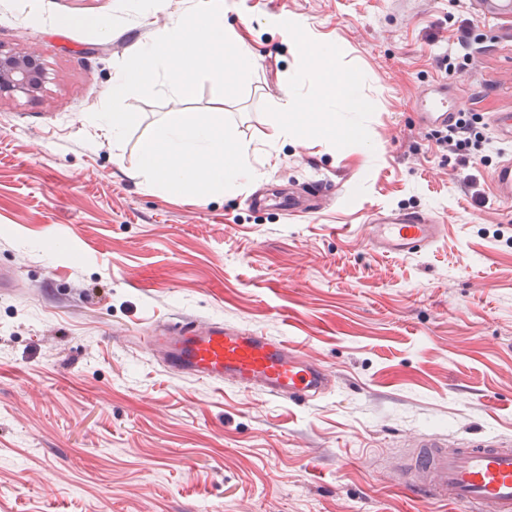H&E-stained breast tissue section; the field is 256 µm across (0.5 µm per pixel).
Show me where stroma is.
I'll use <instances>...</instances> for the list:
<instances>
[{
  "mask_svg": "<svg viewBox=\"0 0 512 512\" xmlns=\"http://www.w3.org/2000/svg\"><path fill=\"white\" fill-rule=\"evenodd\" d=\"M195 2L0 0V49L48 72L36 95L0 96V266L17 282L0 291V512H461L397 478L421 436L512 439V212L492 181L512 142L464 168L417 103L445 84L482 125L512 114V18L479 0H224L228 37L258 61L242 94L208 80L192 98H134L113 147L91 115L120 63ZM287 23L357 76L369 110L335 109L361 141L280 135L278 104L316 93ZM469 24L475 67L444 72ZM177 112L224 113L259 149L255 177L214 195L149 183L139 146ZM318 178L336 199L310 217L248 204ZM375 208L445 230L390 257L365 239ZM179 317L288 337L336 380L294 404L173 375L138 336Z\"/></svg>",
  "mask_w": 512,
  "mask_h": 512,
  "instance_id": "stroma-1",
  "label": "stroma"
}]
</instances>
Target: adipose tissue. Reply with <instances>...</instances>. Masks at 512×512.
<instances>
[{
  "instance_id": "adipose-tissue-1",
  "label": "adipose tissue",
  "mask_w": 512,
  "mask_h": 512,
  "mask_svg": "<svg viewBox=\"0 0 512 512\" xmlns=\"http://www.w3.org/2000/svg\"><path fill=\"white\" fill-rule=\"evenodd\" d=\"M283 36L306 56L318 92L303 107L280 105L282 135L318 132L341 143L362 139L361 129L337 120L330 108L334 97L342 98L350 112L368 108L356 92L355 77L333 68L334 48L314 42L299 25L286 27ZM139 151L143 175L159 179L166 190L220 193L252 176L250 159L257 149L228 133L223 113L180 112L160 119Z\"/></svg>"
}]
</instances>
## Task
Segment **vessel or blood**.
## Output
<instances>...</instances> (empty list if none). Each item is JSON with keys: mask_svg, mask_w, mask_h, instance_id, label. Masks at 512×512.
I'll use <instances>...</instances> for the list:
<instances>
[{"mask_svg": "<svg viewBox=\"0 0 512 512\" xmlns=\"http://www.w3.org/2000/svg\"><path fill=\"white\" fill-rule=\"evenodd\" d=\"M456 114L443 84L430 93L419 117L423 125L445 126ZM493 181L500 201L512 208L511 160L498 166ZM325 189L320 180L304 183L301 194L288 197L289 215L307 217L319 211ZM440 235V224L423 211L377 209L370 215L369 241L389 256L420 253ZM142 339L161 364L179 376L215 386L229 382L245 391L258 388L274 400L307 403L331 382L329 371L311 361L301 344L220 320L201 326L182 318L147 328ZM401 485L427 500L453 501L465 512H512V441L481 436L449 448L438 439L423 438L402 471Z\"/></svg>", "mask_w": 512, "mask_h": 512, "instance_id": "b4317fda", "label": "vessel or blood"}]
</instances>
